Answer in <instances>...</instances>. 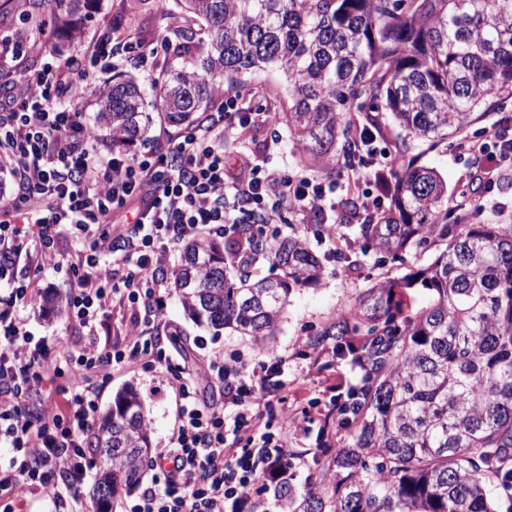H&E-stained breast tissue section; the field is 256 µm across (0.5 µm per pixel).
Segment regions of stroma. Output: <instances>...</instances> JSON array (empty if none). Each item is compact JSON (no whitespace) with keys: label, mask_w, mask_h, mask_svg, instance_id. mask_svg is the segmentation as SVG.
Wrapping results in <instances>:
<instances>
[{"label":"stroma","mask_w":512,"mask_h":512,"mask_svg":"<svg viewBox=\"0 0 512 512\" xmlns=\"http://www.w3.org/2000/svg\"><path fill=\"white\" fill-rule=\"evenodd\" d=\"M118 0H98L92 18L80 34L64 45H55L19 16L17 0H0V45L21 44L11 62L15 80L0 85V98L16 94V79L40 69L48 60L66 62L84 50L96 36L112 22ZM278 136L279 145L266 148L270 136ZM378 146L392 160H400L402 152L418 157L421 164L435 168L448 184V203L456 205L459 192L470 179L471 163L457 148L456 140H448L436 147L406 136L399 128H391ZM228 151L256 153L266 167L289 171L302 170L327 176L320 161L300 160L283 124L259 125L242 140L227 146ZM347 192L336 195V213L340 219L335 230H324L314 224L297 223L291 213H284L278 224L265 226L263 239L276 243L284 239L307 237L310 250L319 259L323 271L312 284L293 289L290 302L283 312L275 335L268 346L257 347L247 336L231 330L216 332L199 327L189 318L175 292H168L161 321L170 330L186 337L185 360L194 363L215 352L238 357L248 366L269 359L273 355L289 358L288 379L275 389L276 396L286 398L289 406L308 416V432L294 443L292 450L311 460L321 445L339 446L336 418L332 413L336 397L355 378L354 370L345 362L330 355L313 361L316 344L330 350L331 341H318L317 336L338 313L352 306L368 288L381 281H397L411 270L431 264L436 251L432 248H411L403 259L378 253L361 236L357 220L349 218L344 202ZM76 252L68 238H60L50 265L20 261L17 275L24 281L36 282L41 293L65 301L72 288L71 267L77 263ZM26 324L35 338L43 340L48 351L59 345L81 339L68 314H55L37 307L26 310ZM134 386L145 407L154 446H162L170 434L176 417V394L164 375L141 364H131L113 372L111 379L101 387V408L111 406L116 393L125 386Z\"/></svg>","instance_id":"stroma-1"}]
</instances>
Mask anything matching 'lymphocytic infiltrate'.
<instances>
[{
	"label": "lymphocytic infiltrate",
	"mask_w": 512,
	"mask_h": 512,
	"mask_svg": "<svg viewBox=\"0 0 512 512\" xmlns=\"http://www.w3.org/2000/svg\"><path fill=\"white\" fill-rule=\"evenodd\" d=\"M143 47L133 21L115 19L80 56L64 66L44 63L24 77V92L0 101V172L13 179L0 203V512H22L37 491L78 512L84 449L99 408L87 380L109 379L135 361L169 375L177 415L153 463L156 481L131 512H243L262 497L274 512H287L300 468L289 462L288 444L306 431L273 401L271 383L287 375V357L249 368L217 352L193 370L155 348L145 327L164 308L174 248L223 235L243 210L261 224L277 223L286 210L301 224H335L337 191L370 181L386 156L369 129L332 180L265 168L251 154L227 155L230 138L268 124L270 113L220 88L215 110L179 132L168 152L104 153L74 106L89 94L88 73L100 64L124 59L133 64L131 77H140ZM458 148L476 168L482 201L492 205L495 171L512 170V113H499ZM18 214L26 227L14 224ZM26 236L41 244L35 259L58 236L69 237L79 256L66 304L87 337L52 355L34 343L19 314L39 295L15 274ZM116 303L130 312L129 330L122 344L99 348L93 336ZM66 376L81 382L61 385ZM36 386L61 395V403L27 412Z\"/></svg>",
	"instance_id": "f902f5d3"
}]
</instances>
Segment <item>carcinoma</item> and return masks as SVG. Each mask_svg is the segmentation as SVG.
Returning a JSON list of instances; mask_svg holds the SVG:
<instances>
[{"instance_id": "cac0c4a2", "label": "carcinoma", "mask_w": 512, "mask_h": 512, "mask_svg": "<svg viewBox=\"0 0 512 512\" xmlns=\"http://www.w3.org/2000/svg\"><path fill=\"white\" fill-rule=\"evenodd\" d=\"M97 0H23L24 17L45 7L53 35L69 40ZM202 19L206 37L174 32L176 52L146 89L126 76L99 100L112 146L139 140L159 100L176 126L211 103L216 80L234 83L269 67L288 79V102L272 119L304 155L350 158L353 106L370 104L363 126L431 142L464 132L492 97H512V0H173ZM390 214L360 224L362 237L394 256L445 244L427 267L383 282L321 332L358 370L336 398V428L350 444L316 460L288 512H500L512 491V224H450L448 186L410 157L379 185ZM231 247L188 244L171 271L185 311L200 325L230 329L262 346L293 288L320 278L317 257L298 240L271 247L239 224ZM282 269L275 278L227 266L248 243ZM420 288L416 309L407 290ZM102 460L93 488L111 499L153 465L150 428L138 393L119 392L89 442Z\"/></svg>"}]
</instances>
